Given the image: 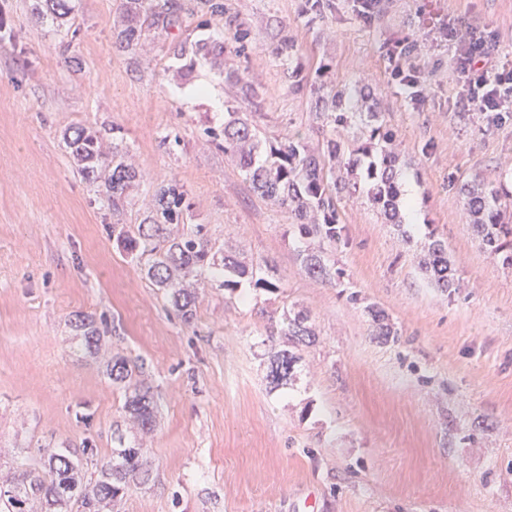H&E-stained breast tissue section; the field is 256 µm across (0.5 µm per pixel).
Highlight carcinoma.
I'll return each instance as SVG.
<instances>
[{"mask_svg": "<svg viewBox=\"0 0 512 512\" xmlns=\"http://www.w3.org/2000/svg\"><path fill=\"white\" fill-rule=\"evenodd\" d=\"M204 4L211 16L224 20V30L238 43L248 42L249 30L228 15L222 0H204ZM181 10L179 0H163L148 8L144 0H124L121 43L133 49L143 35L171 30L179 22ZM272 50L288 72L291 90L305 91L314 99L322 145L312 148L297 135L264 146L248 119L231 109L227 111L224 130L213 133V138L224 137V154L231 156L254 191L288 210L299 237L319 239L318 247L309 249L303 258L306 273L338 282L343 272L332 269L328 253L343 240L339 216L342 201L361 197L387 223H401L400 207L405 202L396 134L382 119L378 102L364 88L323 81L328 73L325 65L316 70L313 78L306 74L295 40L285 29L273 36ZM223 53V45L210 41L183 44L177 50L180 57L195 58ZM68 145L79 165V174L88 181H101L102 193L112 211L122 209L138 174L122 160L118 146H113L112 158H107L100 133L86 127L77 128ZM459 193L461 208L486 251L512 267V178L497 183L474 178L463 182ZM182 201L183 194L177 188L159 189L151 215L137 225L135 232L121 230L116 239L129 253L148 248L155 254L148 276L158 287L171 289L173 305L184 318H190L195 291L184 287L182 279L193 272L229 271L255 278V285L261 288H279L277 283L259 276L261 266H249L232 254L224 255L219 264L213 262L200 224L179 238H169L166 225L183 220ZM419 267L435 287L444 291L458 287L455 263L442 240L435 239L428 245ZM307 321L303 312L284 307L271 324L269 336H286L297 346L309 345L315 341V334ZM298 361L299 357L288 349L274 353L268 375L273 388L288 384ZM136 370L137 366L128 361L116 359L109 376L125 393L124 409L129 419L149 431L153 428L155 405ZM46 455L43 470L24 471L9 489L0 490V512H33L38 503L58 512L73 504L91 512L96 503L116 498L146 473L142 449L125 448L112 466L104 469L102 479L84 488L79 469L69 457L55 451Z\"/></svg>", "mask_w": 512, "mask_h": 512, "instance_id": "carcinoma-1", "label": "carcinoma"}]
</instances>
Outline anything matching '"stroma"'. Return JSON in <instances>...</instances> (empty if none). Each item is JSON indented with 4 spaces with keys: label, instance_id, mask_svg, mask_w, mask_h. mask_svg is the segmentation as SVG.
Returning <instances> with one entry per match:
<instances>
[{
    "label": "stroma",
    "instance_id": "35a3bbf8",
    "mask_svg": "<svg viewBox=\"0 0 512 512\" xmlns=\"http://www.w3.org/2000/svg\"><path fill=\"white\" fill-rule=\"evenodd\" d=\"M223 2L250 29L247 47L200 0H181L178 25L134 50L119 45L122 0H67L58 19L41 0H0V487L65 448L79 449L95 483L123 446L143 450L149 479L99 512H512V268L481 248L457 194L466 180L512 174V112L462 105L443 35L492 31L512 68V0H381L369 22L353 0L316 17L304 0ZM280 26L308 69L369 81L416 189L415 218L399 227L365 200L342 204L337 286L304 271L312 240L208 135L232 107L261 140L315 137L310 98L289 91L271 51ZM211 36L223 56L182 73L179 46ZM401 42L420 46L419 104L390 77ZM230 70L254 102L235 99ZM202 84L210 96L195 95ZM80 126L139 173L122 213L77 172L67 139ZM169 185L185 205L172 235L204 225L216 257L261 265L278 291L202 281L184 320L148 279L151 256L123 252L112 234L135 229ZM433 237L456 262L449 293L418 266ZM371 305L395 336L377 335ZM285 306L307 315L316 341L275 389L267 373L281 340L268 327ZM84 315L104 330L99 349L75 326ZM119 357L150 388V434L132 428L108 375Z\"/></svg>",
    "mask_w": 512,
    "mask_h": 512
}]
</instances>
